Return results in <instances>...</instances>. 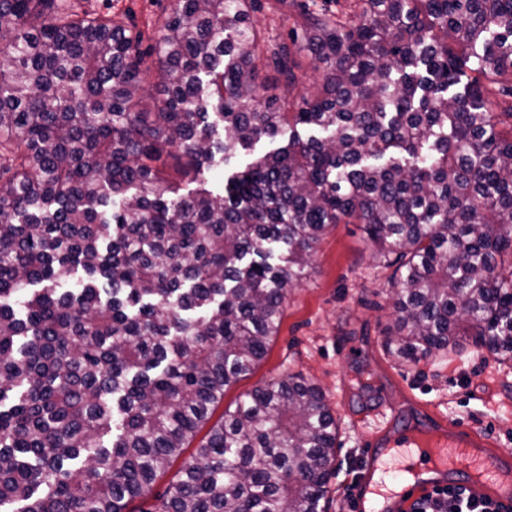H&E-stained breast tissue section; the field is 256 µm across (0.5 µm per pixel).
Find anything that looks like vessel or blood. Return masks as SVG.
Listing matches in <instances>:
<instances>
[{"mask_svg":"<svg viewBox=\"0 0 512 512\" xmlns=\"http://www.w3.org/2000/svg\"><path fill=\"white\" fill-rule=\"evenodd\" d=\"M502 455L481 432L460 422L448 425L440 458L415 448L407 430L371 442L363 456L351 499V512H408L420 496L459 485L481 500L512 512V488L496 484Z\"/></svg>","mask_w":512,"mask_h":512,"instance_id":"vessel-or-blood-1","label":"vessel or blood"}]
</instances>
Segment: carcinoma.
Listing matches in <instances>:
<instances>
[{
    "mask_svg": "<svg viewBox=\"0 0 512 512\" xmlns=\"http://www.w3.org/2000/svg\"><path fill=\"white\" fill-rule=\"evenodd\" d=\"M253 7L175 0L142 50L120 14L0 0V512H126L203 429L154 512H326L320 387L292 374L209 421L346 219L392 269L393 356L467 336L512 363V0L303 10L323 78L294 112L262 104L266 68L290 93L302 74ZM288 142V128L285 127L282 134L275 139H262L255 143L249 150H239L232 159L231 166L243 169L257 157L277 149Z\"/></svg>",
    "mask_w": 512,
    "mask_h": 512,
    "instance_id": "1",
    "label": "carcinoma"
}]
</instances>
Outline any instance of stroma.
Here are the masks:
<instances>
[{
	"label": "stroma",
	"mask_w": 512,
	"mask_h": 512,
	"mask_svg": "<svg viewBox=\"0 0 512 512\" xmlns=\"http://www.w3.org/2000/svg\"><path fill=\"white\" fill-rule=\"evenodd\" d=\"M174 0H90L100 13L123 14L145 29L170 11ZM352 0H258L251 17L266 36L288 40L301 30L303 9L348 11ZM388 270L376 267L361 225L330 227L303 278L288 291L278 336L252 374L227 390L214 418L239 396L267 382L299 373L319 385L338 424L329 512H349L363 450L374 441L376 420L391 428H417L439 416L469 423L500 450H512V368L464 341L461 354L418 363L387 352L395 325Z\"/></svg>",
	"instance_id": "obj_1"
}]
</instances>
